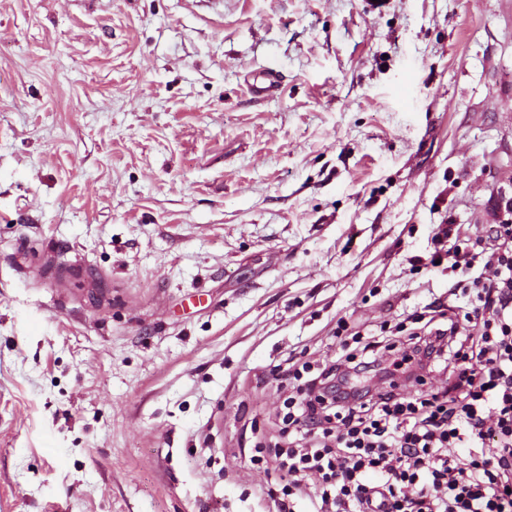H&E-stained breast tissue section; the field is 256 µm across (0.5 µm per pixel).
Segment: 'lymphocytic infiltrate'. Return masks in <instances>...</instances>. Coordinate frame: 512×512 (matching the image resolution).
Returning a JSON list of instances; mask_svg holds the SVG:
<instances>
[{
  "label": "lymphocytic infiltrate",
  "mask_w": 512,
  "mask_h": 512,
  "mask_svg": "<svg viewBox=\"0 0 512 512\" xmlns=\"http://www.w3.org/2000/svg\"><path fill=\"white\" fill-rule=\"evenodd\" d=\"M451 232L437 225L427 264H482L483 274L454 285L475 291L470 312L438 298L413 328L356 332L333 363L289 367L296 438L270 465L295 487L319 475L310 512H512V225H497L499 245L482 259L449 246ZM425 361L447 371V388L399 393L400 378L422 383L414 368ZM371 366L385 386L330 392L331 381Z\"/></svg>",
  "instance_id": "1"
}]
</instances>
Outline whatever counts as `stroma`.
Returning <instances> with one entry per match:
<instances>
[{
	"mask_svg": "<svg viewBox=\"0 0 512 512\" xmlns=\"http://www.w3.org/2000/svg\"><path fill=\"white\" fill-rule=\"evenodd\" d=\"M509 188L512 0H0V512H272L280 364Z\"/></svg>",
	"mask_w": 512,
	"mask_h": 512,
	"instance_id": "1",
	"label": "stroma"
}]
</instances>
